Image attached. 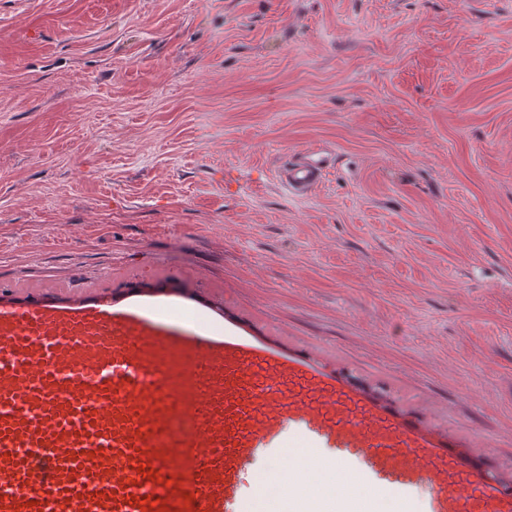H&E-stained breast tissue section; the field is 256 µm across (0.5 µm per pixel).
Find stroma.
I'll return each instance as SVG.
<instances>
[{
    "mask_svg": "<svg viewBox=\"0 0 512 512\" xmlns=\"http://www.w3.org/2000/svg\"><path fill=\"white\" fill-rule=\"evenodd\" d=\"M0 290L274 340L512 487V0H0ZM325 164L320 159L308 158L285 169L284 179L297 192H308L324 177Z\"/></svg>",
    "mask_w": 512,
    "mask_h": 512,
    "instance_id": "obj_1",
    "label": "stroma"
}]
</instances>
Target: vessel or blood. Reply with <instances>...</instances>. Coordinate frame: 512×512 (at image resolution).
<instances>
[{
  "label": "vessel or blood",
  "mask_w": 512,
  "mask_h": 512,
  "mask_svg": "<svg viewBox=\"0 0 512 512\" xmlns=\"http://www.w3.org/2000/svg\"><path fill=\"white\" fill-rule=\"evenodd\" d=\"M324 168L309 158L284 179L305 192ZM178 343L136 307L0 302V512H174L177 447L188 451L196 512H224L241 467L286 432L392 490L427 486L430 512H512V493L452 442L271 343L201 338L188 403L158 358Z\"/></svg>",
  "instance_id": "b4317fda"
}]
</instances>
